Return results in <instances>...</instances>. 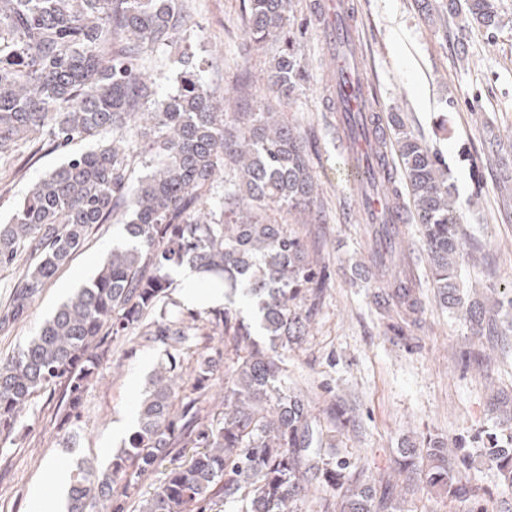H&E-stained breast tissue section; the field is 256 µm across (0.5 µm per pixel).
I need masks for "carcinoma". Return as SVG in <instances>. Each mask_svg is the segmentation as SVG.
<instances>
[{"label": "carcinoma", "mask_w": 512, "mask_h": 512, "mask_svg": "<svg viewBox=\"0 0 512 512\" xmlns=\"http://www.w3.org/2000/svg\"><path fill=\"white\" fill-rule=\"evenodd\" d=\"M480 27L495 28V0H466ZM291 0H247L245 34L262 45L283 40L268 74L277 96L304 80L296 41L288 36ZM190 25L184 0H0V158L27 145L65 149L77 140L96 147L69 155L18 203L0 224V266L24 250L29 265L0 327L21 320L32 300L82 246L89 228L115 221L127 244L108 253L90 283L63 302L40 332L0 360V438L9 439L33 396L64 385L60 424L79 421L83 393L98 373L112 338L136 326L166 344L197 335L196 317L167 309L175 270L189 266L257 301L269 344L226 307L212 322L222 327L224 397L210 408L212 359L202 355L190 371L178 352L167 354L139 403V424L111 466H86L70 483L67 512H124L145 478L169 462L141 512H218L241 502L243 512H301L309 489L336 493L320 498L322 512H396V486L344 473L345 463L321 457V420L347 428L344 410L330 402L323 419L313 401L282 385L281 351L305 335L301 298L325 287L322 270L286 224H269L259 211L278 206L311 211L316 180L297 131L263 102L252 112L224 111L216 88L184 56L171 61L177 88L162 94L145 77L141 61L156 46H172ZM398 161L420 225L432 288L450 310L460 308L461 214L439 175V155L390 114ZM143 142L146 172L132 185V145ZM374 170L353 179L361 192L374 188L398 196L394 172L376 140ZM239 171L224 183L219 209L209 196L226 162ZM404 260L395 246L378 255L382 287L373 292L376 313L402 330L420 312L413 284L393 278ZM512 293L491 304L475 301L465 317L476 336L495 337L509 323ZM505 438L490 437L472 454H452L444 441L404 448L397 470L419 476L432 492L486 512L484 497L462 483L473 457L495 471L512 491V410H499ZM198 452L186 464L172 454Z\"/></svg>", "instance_id": "1"}]
</instances>
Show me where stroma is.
Returning <instances> with one entry per match:
<instances>
[{
	"label": "stroma",
	"instance_id": "1",
	"mask_svg": "<svg viewBox=\"0 0 512 512\" xmlns=\"http://www.w3.org/2000/svg\"><path fill=\"white\" fill-rule=\"evenodd\" d=\"M311 0H293L290 30L306 69L303 84L277 110L300 134L318 186L310 213L267 208L264 218L288 224L313 253L327 278L308 332L283 357L289 390L306 392L316 406L346 407L350 422L331 446L329 461L349 462L369 478L386 476L401 488L403 512H458L457 502L427 492L400 474L395 462L404 442L438 437L479 448L498 433L493 398L512 396V337L474 338L459 315L435 296L418 225L404 224L400 245L418 281L423 315L398 333L378 317L373 285L352 277L359 262H373L386 242L361 220L344 159L336 151L338 114L327 76L329 42L311 21ZM363 51L364 75L376 100L375 115L400 113L405 124L448 166L451 199L462 215L467 255L461 275L469 291L512 290V0H497L496 29L463 25L465 0H350ZM192 14L183 48L217 85L228 112L250 111L266 100L268 70L279 42L250 45L243 0H187ZM66 151L44 147L0 166V222ZM119 224H96L82 248L33 299L25 318L0 328V357L25 345L57 307L95 274ZM163 343L132 331L114 344L83 395L75 429L60 428L61 386L35 394L23 427L0 445V512H35V497L55 465L111 464L125 435L116 426L136 415L137 402L162 358Z\"/></svg>",
	"mask_w": 512,
	"mask_h": 512
}]
</instances>
